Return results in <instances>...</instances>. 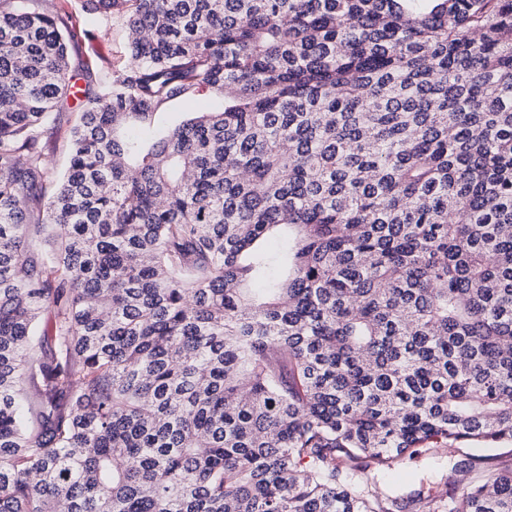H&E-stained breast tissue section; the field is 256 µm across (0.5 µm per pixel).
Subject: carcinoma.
<instances>
[{
    "mask_svg": "<svg viewBox=\"0 0 512 512\" xmlns=\"http://www.w3.org/2000/svg\"><path fill=\"white\" fill-rule=\"evenodd\" d=\"M77 2L122 68L0 0V512H394L512 442V0ZM482 461L448 512H512ZM93 36L82 39L70 51L71 66L79 71L86 63L111 62L118 69L127 60L126 32L119 20H112V27H93ZM80 113L63 110L58 119L59 134L57 144V152L54 156L55 164L58 168H61L66 160L67 150L66 144L71 129L79 122ZM458 446L452 453H448V448H416L415 453L406 454L391 469L372 471L371 476L381 493L397 498L402 512L419 510V505L414 503L418 493L421 497H442L448 502V495L453 493V488L448 486V476L452 475L460 488L465 486L473 476L466 472L469 457L479 454L474 447L482 445L462 443ZM454 466H457L456 471Z\"/></svg>",
    "mask_w": 512,
    "mask_h": 512,
    "instance_id": "obj_1",
    "label": "carcinoma"
}]
</instances>
